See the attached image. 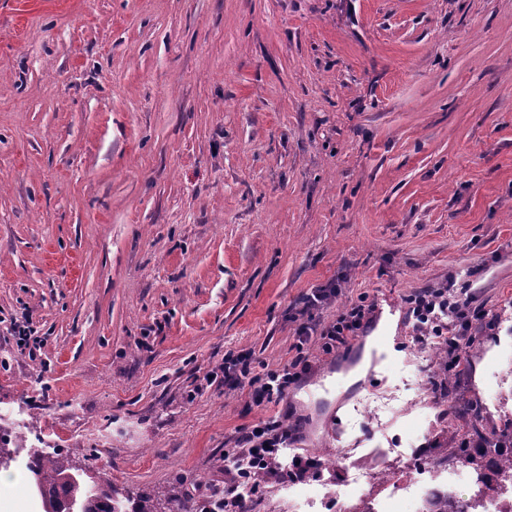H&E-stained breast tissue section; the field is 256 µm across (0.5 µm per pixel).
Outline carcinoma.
<instances>
[{"mask_svg":"<svg viewBox=\"0 0 512 512\" xmlns=\"http://www.w3.org/2000/svg\"><path fill=\"white\" fill-rule=\"evenodd\" d=\"M22 447L21 435L13 430L0 427V466L13 460L11 451L6 449L9 443ZM77 449L67 452L54 451L52 453L33 452L30 468L38 476V492L41 495L46 512H64L65 503L78 506L79 512H116L108 509L109 503L122 505L134 500V512H158L159 495L142 492L136 496L129 492L117 490L110 485L105 487H87L78 479L73 470L72 455Z\"/></svg>","mask_w":512,"mask_h":512,"instance_id":"1","label":"carcinoma"}]
</instances>
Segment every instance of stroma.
I'll return each mask as SVG.
<instances>
[{
    "label": "stroma",
    "mask_w": 512,
    "mask_h": 512,
    "mask_svg": "<svg viewBox=\"0 0 512 512\" xmlns=\"http://www.w3.org/2000/svg\"><path fill=\"white\" fill-rule=\"evenodd\" d=\"M332 282L317 321L446 284L495 327L452 379L400 321L350 386L355 361L315 346L276 406L210 380L230 351L287 365L303 296ZM272 415L321 466L265 479L250 512H400L491 480L512 431V0H0V426L193 502ZM476 430L487 451L454 461ZM0 512H44L24 453Z\"/></svg>",
    "instance_id": "1"
}]
</instances>
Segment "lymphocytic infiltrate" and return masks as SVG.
<instances>
[{
	"label": "lymphocytic infiltrate",
	"instance_id": "lymphocytic-infiltrate-1",
	"mask_svg": "<svg viewBox=\"0 0 512 512\" xmlns=\"http://www.w3.org/2000/svg\"><path fill=\"white\" fill-rule=\"evenodd\" d=\"M403 301L416 331V342L441 350L444 369L451 373L467 360L477 336L493 327L465 291L433 286L406 295ZM374 309V304L361 300L340 309L331 323L303 321L296 331V354L279 371L257 375L248 355L225 353L220 368L225 385L245 389L253 406L279 404L290 386L311 372L309 344L319 345L326 355L348 349L363 335ZM293 441L291 429L274 417L241 429L236 447L224 452V467L233 471L235 478L207 496L210 512H245L249 489L243 485L241 473L251 470L264 477L286 474L296 480L305 479L318 461L299 454L285 460L284 452Z\"/></svg>",
	"mask_w": 512,
	"mask_h": 512
}]
</instances>
